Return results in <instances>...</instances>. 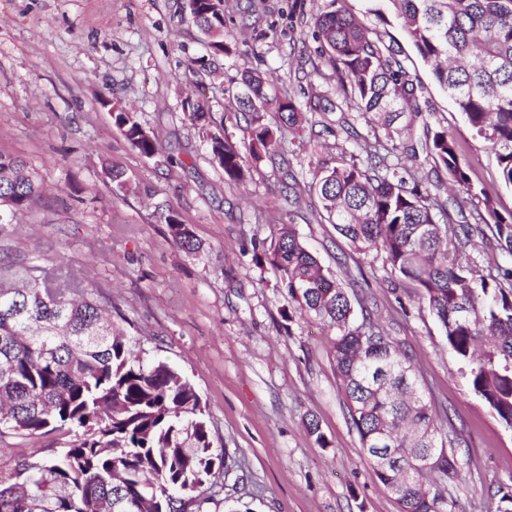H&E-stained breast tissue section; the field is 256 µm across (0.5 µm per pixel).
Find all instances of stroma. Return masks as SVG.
Returning a JSON list of instances; mask_svg holds the SVG:
<instances>
[{
    "label": "stroma",
    "mask_w": 512,
    "mask_h": 512,
    "mask_svg": "<svg viewBox=\"0 0 512 512\" xmlns=\"http://www.w3.org/2000/svg\"><path fill=\"white\" fill-rule=\"evenodd\" d=\"M185 0H0V153L27 162L44 188L0 227V267L21 284L28 267L71 268L112 302V320L145 359L175 365L195 388L213 446L225 454L207 512H399L362 452L338 389L330 330L300 313L262 258L283 227L345 288L360 286L376 318L416 360L426 389L461 440L460 480L442 487L456 512H496L512 490V431L473 394L440 325L412 283L396 282L380 253H356L317 212L308 159L283 133L247 183L227 180L211 134L243 144V116L228 94L246 70L303 105V126L322 121L309 101L335 99L336 77L318 68L304 21L331 0H224V39L213 55ZM345 8L400 50L424 86L431 126L456 134L475 183L512 212L494 153L475 141L398 25ZM203 100L206 121L183 103ZM136 113L158 152L143 156L117 130L108 103ZM291 160L299 201L288 204L273 154ZM123 171L117 187L108 169ZM170 209L200 242L190 252L161 215ZM315 417L328 445L306 428ZM59 433L0 437V471L67 447Z\"/></svg>",
    "instance_id": "stroma-1"
}]
</instances>
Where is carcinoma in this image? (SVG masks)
Returning <instances> with one entry per match:
<instances>
[{
  "label": "carcinoma",
  "mask_w": 512,
  "mask_h": 512,
  "mask_svg": "<svg viewBox=\"0 0 512 512\" xmlns=\"http://www.w3.org/2000/svg\"><path fill=\"white\" fill-rule=\"evenodd\" d=\"M370 13L399 22L439 86L448 92L472 136L496 154L500 180L512 188V0H376ZM312 18L321 63L337 76L338 92L368 127L352 131L366 159L344 151L336 165H313L314 191L329 223L361 253L383 254L392 274L413 282L438 321L448 350L469 371L474 395L512 430V264L486 274L467 248L495 240L512 254V214L502 216L484 186L472 182L457 139L424 123L423 137L402 138L400 115L422 114V86L399 52L373 37L343 0ZM193 23L224 45V18L199 6ZM235 96L251 113L244 128L248 153L219 135L211 157H224V175L243 184L283 130L298 147L312 142L299 130L291 96L269 97L261 75L242 73ZM114 124L142 155L157 152L141 137L135 113L116 109ZM412 162L421 190L407 185L401 159ZM433 162L431 168L426 163ZM448 174L449 200L439 201L431 174ZM26 163L0 153V224H12L40 195ZM474 207L473 222L457 224L451 209ZM176 243L198 249L187 225L164 216ZM267 262L278 270L288 303L334 330L339 390L366 460L396 497L400 512H453L423 485L429 473L459 476L454 444L418 377L413 357L309 253L293 229L271 241ZM0 437L64 431L73 437L58 455L18 464L0 474V512H203L222 456L213 450L199 395L173 366L133 353L103 302L74 280L61 287L40 266L25 287L0 281Z\"/></svg>",
  "instance_id": "carcinoma-1"
}]
</instances>
